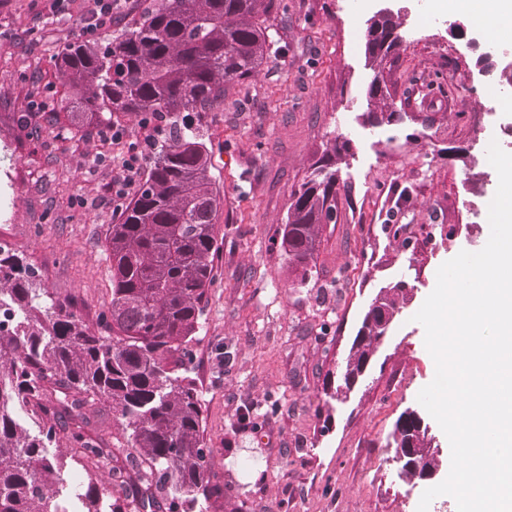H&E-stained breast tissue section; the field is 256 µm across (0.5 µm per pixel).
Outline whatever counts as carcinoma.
Segmentation results:
<instances>
[{
    "mask_svg": "<svg viewBox=\"0 0 512 512\" xmlns=\"http://www.w3.org/2000/svg\"><path fill=\"white\" fill-rule=\"evenodd\" d=\"M270 2L156 0L133 25L70 40L58 54L74 104L66 129H109L115 112L170 123L147 179L110 225L112 297L96 326L38 287L28 258L0 244V307L16 316L0 328V512H61L65 497L81 512H146L160 500L167 512H209L222 498L201 432L202 392L191 376V343L214 283L220 196L192 113L264 63ZM403 43L399 15L371 19L364 52L373 79L362 114L371 126L380 115L397 124L405 116L387 102L381 77ZM351 151L345 136L331 138L288 208L280 248L300 285L312 277L323 226L336 223L340 164ZM411 292L400 280L371 300L336 381L326 382L330 400L346 399L364 379ZM98 402L122 429L124 467L110 466L111 450L90 435ZM415 427V417L400 416L391 433L409 480L439 467L426 438L412 439ZM68 459L107 473L108 506L93 479L67 487Z\"/></svg>",
    "mask_w": 512,
    "mask_h": 512,
    "instance_id": "1",
    "label": "carcinoma"
}]
</instances>
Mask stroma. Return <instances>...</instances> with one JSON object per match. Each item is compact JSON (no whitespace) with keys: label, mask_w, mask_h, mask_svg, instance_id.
<instances>
[{"label":"stroma","mask_w":512,"mask_h":512,"mask_svg":"<svg viewBox=\"0 0 512 512\" xmlns=\"http://www.w3.org/2000/svg\"><path fill=\"white\" fill-rule=\"evenodd\" d=\"M406 40L387 61L388 101L406 118L363 121L373 77L363 33L376 0H274L271 51L250 77L226 84L198 114L222 205L219 251L192 376L202 429L224 496L210 512H417L427 482L400 476L386 438L419 409L432 357L413 317L438 268L477 252L498 175L490 142L512 153V112L492 92L504 59L488 58L469 19L422 22L425 0H391ZM92 0H0V190L16 196L0 243L23 252L40 282L96 324L112 295L104 244L121 212L112 169L154 124L113 114L127 140L79 138L49 121L66 109L55 60L81 37ZM350 139L348 190L327 225L308 286L293 287L279 229L293 193L335 134ZM405 224L400 250L388 228ZM404 280L413 297L347 401L327 404L323 382L347 354L379 289ZM264 416L240 426L239 408Z\"/></svg>","instance_id":"obj_1"}]
</instances>
